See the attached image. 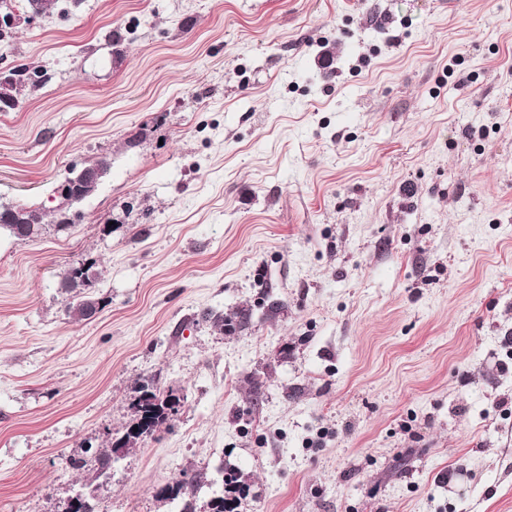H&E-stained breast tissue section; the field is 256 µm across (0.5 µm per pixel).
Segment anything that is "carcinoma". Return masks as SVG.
Returning <instances> with one entry per match:
<instances>
[{"label": "carcinoma", "mask_w": 512, "mask_h": 512, "mask_svg": "<svg viewBox=\"0 0 512 512\" xmlns=\"http://www.w3.org/2000/svg\"><path fill=\"white\" fill-rule=\"evenodd\" d=\"M14 89L13 94L19 95L25 87L32 89L48 80L46 74L26 66L13 69ZM24 224L22 225V238L33 240L41 234L42 216L39 212L25 208L23 209ZM64 282L80 290L81 300L68 304L69 312L81 319L88 318L87 304L94 300V282L89 275L87 268H73L66 272ZM137 395L130 404L133 413V426L120 436H112L107 446L97 449L88 458L71 460V465L78 469H87L95 472L93 479L107 476L111 468L112 455L118 451H126L144 437L152 435L162 424L169 422L179 413V402L175 401L177 394L174 390L164 389L154 379L140 383L136 389ZM138 431H133V427ZM224 489L222 493L215 496L209 502L213 506L212 512H238L241 500L247 496L246 489L238 480L237 470L228 467L223 470ZM201 481L197 474L184 475L183 478L168 482L159 486L155 496L161 500L175 501L182 503L180 512H197L195 494Z\"/></svg>", "instance_id": "carcinoma-1"}]
</instances>
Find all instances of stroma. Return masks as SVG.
I'll return each mask as SVG.
<instances>
[{"label":"stroma","instance_id":"stroma-1","mask_svg":"<svg viewBox=\"0 0 512 512\" xmlns=\"http://www.w3.org/2000/svg\"><path fill=\"white\" fill-rule=\"evenodd\" d=\"M20 65L0 206L45 218L0 231V512H64L148 377L185 400L105 512L227 465L240 512H512V0H58ZM110 169L108 162L94 168L72 171L58 186L57 192L69 207L75 208L95 192ZM67 285H72L75 288H79L81 300L76 303H69V312L78 318H88L86 307L90 301H96L93 297L94 282L89 275L88 268H72L67 271L63 280Z\"/></svg>","mask_w":512,"mask_h":512}]
</instances>
